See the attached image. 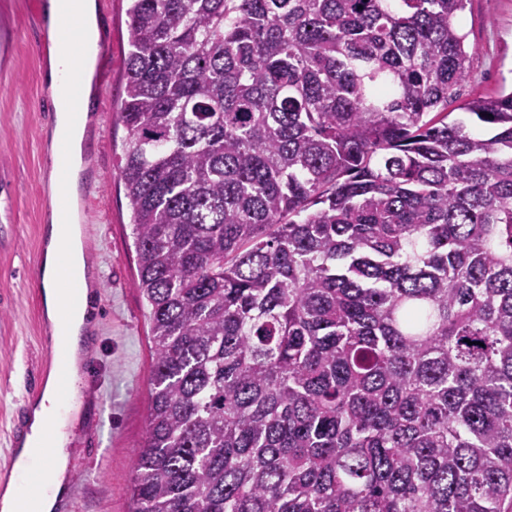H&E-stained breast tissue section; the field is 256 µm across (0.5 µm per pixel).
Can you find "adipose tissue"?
<instances>
[{"instance_id":"adipose-tissue-1","label":"adipose tissue","mask_w":512,"mask_h":512,"mask_svg":"<svg viewBox=\"0 0 512 512\" xmlns=\"http://www.w3.org/2000/svg\"><path fill=\"white\" fill-rule=\"evenodd\" d=\"M71 16L59 10L58 0H48L45 14L51 27L58 28L66 20L77 21L80 34L87 45L99 38L95 0H71ZM80 68L84 77H91L94 62L81 57L74 48L56 49L50 59L47 83L56 112V132L66 133V141H52V151L66 149L69 170L66 178L53 183V206L50 216L49 243L42 266V299L47 319L52 324L66 323L68 336L62 376H51L34 403L28 433L20 444L17 467L21 475H29L40 463V442L52 440L55 447H63L68 425L76 420L77 408L67 406L60 381L77 376L84 350V331L89 320L90 280L78 224L77 199L81 171V151L85 113L75 110L70 103V89L63 78L67 66ZM53 479L49 485L22 490L12 483L0 496V512H53L58 499L66 491L67 459L55 456L50 462Z\"/></svg>"}]
</instances>
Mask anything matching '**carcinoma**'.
Segmentation results:
<instances>
[{
    "mask_svg": "<svg viewBox=\"0 0 512 512\" xmlns=\"http://www.w3.org/2000/svg\"><path fill=\"white\" fill-rule=\"evenodd\" d=\"M153 344L134 512H512V92L467 0H127ZM471 53L470 78L461 104L479 95L512 87V0H471L459 15Z\"/></svg>",
    "mask_w": 512,
    "mask_h": 512,
    "instance_id": "carcinoma-1",
    "label": "carcinoma"
}]
</instances>
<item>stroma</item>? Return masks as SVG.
<instances>
[{
    "mask_svg": "<svg viewBox=\"0 0 512 512\" xmlns=\"http://www.w3.org/2000/svg\"><path fill=\"white\" fill-rule=\"evenodd\" d=\"M36 0H0V466L15 455L12 417L54 370L37 265L42 264L52 205L48 154L55 109L39 51ZM127 0L98 10L109 49L92 77V120L86 138L78 213L91 290V331L81 373L84 394L69 429L67 492L71 512H132L134 463L146 443L151 406L152 340L137 286L130 206L119 178L127 130L119 119L124 96ZM471 55L462 99L512 88V0H469L459 16Z\"/></svg>",
    "mask_w": 512,
    "mask_h": 512,
    "instance_id": "stroma-1",
    "label": "stroma"
}]
</instances>
